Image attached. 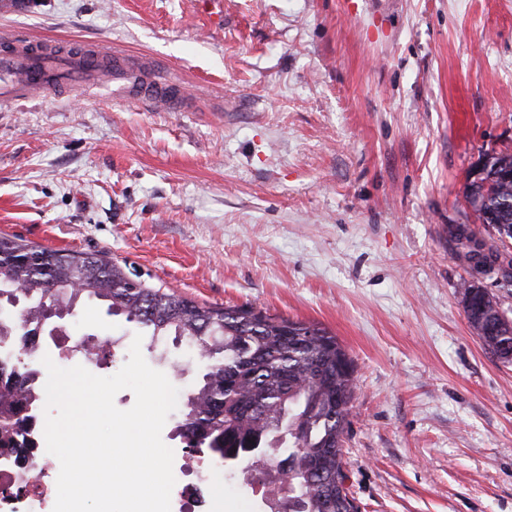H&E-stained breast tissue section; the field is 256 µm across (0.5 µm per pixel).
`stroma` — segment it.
<instances>
[{
    "label": "stroma",
    "instance_id": "35a3bbf8",
    "mask_svg": "<svg viewBox=\"0 0 512 512\" xmlns=\"http://www.w3.org/2000/svg\"><path fill=\"white\" fill-rule=\"evenodd\" d=\"M2 37L164 65L188 106L113 99L107 74L0 99V234L335 335L358 512H512V363L468 324L451 235H491L464 188L512 151V0H24L0 6ZM72 328L112 340L98 376L137 333L96 304ZM141 352L191 386L195 353ZM178 418L162 440L208 512H268L259 481L187 452Z\"/></svg>",
    "mask_w": 512,
    "mask_h": 512
}]
</instances>
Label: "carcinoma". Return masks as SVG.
Here are the masks:
<instances>
[{
	"label": "carcinoma",
	"mask_w": 512,
	"mask_h": 512,
	"mask_svg": "<svg viewBox=\"0 0 512 512\" xmlns=\"http://www.w3.org/2000/svg\"><path fill=\"white\" fill-rule=\"evenodd\" d=\"M485 182H469L465 198L498 211L489 225L498 240L512 239V181L496 178L512 169V153L487 157ZM455 241H466L473 271L499 259L498 248L477 240L465 224ZM85 301L107 305L154 339L173 337L198 352L203 374L187 397L179 436L200 458L235 463L274 486L283 483L281 456L292 460L288 512H357L346 485L343 436L356 388L353 367L335 336L301 321L239 307L207 306L168 288L130 278L103 253L73 252L0 236V327L17 335L50 330ZM470 327L500 360L512 362V324L501 322L499 304L486 289L463 285ZM35 374L26 354L3 346L0 377V440L22 431L39 414L29 382Z\"/></svg>",
	"instance_id": "carcinoma-1"
}]
</instances>
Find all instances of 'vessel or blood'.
<instances>
[{
    "label": "vessel or blood",
    "instance_id": "vessel-or-blood-1",
    "mask_svg": "<svg viewBox=\"0 0 512 512\" xmlns=\"http://www.w3.org/2000/svg\"><path fill=\"white\" fill-rule=\"evenodd\" d=\"M107 58L112 61V77L118 84L115 97L138 100L169 112L184 109L186 99L177 82L159 80L135 57L95 44L50 54L38 42L19 47L13 40L1 41L0 97L23 100L40 86L51 89L72 81H90Z\"/></svg>",
    "mask_w": 512,
    "mask_h": 512
}]
</instances>
